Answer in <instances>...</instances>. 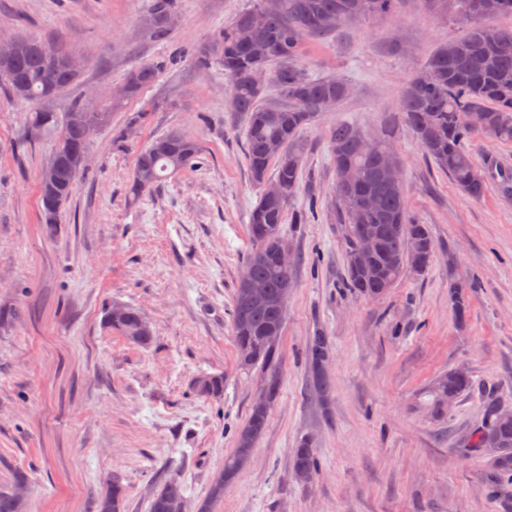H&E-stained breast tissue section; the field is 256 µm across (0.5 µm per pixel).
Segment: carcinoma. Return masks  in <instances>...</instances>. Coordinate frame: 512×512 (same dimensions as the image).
I'll list each match as a JSON object with an SVG mask.
<instances>
[{
  "label": "carcinoma",
  "mask_w": 512,
  "mask_h": 512,
  "mask_svg": "<svg viewBox=\"0 0 512 512\" xmlns=\"http://www.w3.org/2000/svg\"><path fill=\"white\" fill-rule=\"evenodd\" d=\"M479 0H428L444 11L450 22L467 25L466 34L440 46L413 76L403 90L399 116L413 130L421 146L440 169L466 195L481 199L488 190L486 176L466 148V143L483 138L512 143V29L495 28L496 38L484 31L487 21L477 15ZM177 0H150L144 21L146 36L152 41L167 39L172 33L168 19L176 12ZM400 0H259L256 10L263 22L252 23V12H243L219 34L214 48L216 62L228 76L230 89L228 111L243 118L246 125L245 157L254 183L261 186L273 179L284 186L278 198L259 196L249 213V230L253 249L244 266L249 276L263 280L267 293L263 297L246 294L237 286L232 310V332L238 350L251 355L248 368L265 373L270 398L276 400L281 387V349L270 341L283 328L286 307L278 301L279 292L294 284L292 267L277 262L276 243L281 237V224L299 188L303 167V151L299 143L301 130L320 112L334 109L351 92L348 80L340 76L312 77L300 65L303 41L326 34L356 20L392 16ZM20 48L6 63L9 78L3 85L19 101L43 103L45 107L30 113L27 134L57 131L48 157L55 167L52 183L39 182L42 223L52 227L71 199L84 171L79 165L85 148L84 129L65 124L59 114L47 109L72 87L83 68L70 61L75 55L60 43L28 36H17ZM164 64L147 62L134 69L127 78L126 97L153 84ZM260 68L270 73L271 85L280 100L267 98L266 88L256 87L250 74ZM70 112H85L88 118L104 126L112 113L95 112L76 100ZM482 117L478 127L472 115ZM281 144V154L269 153L272 142ZM367 135L358 127L338 123L330 132V155L336 170V198L347 220L346 286L368 298H378L406 273L424 272L434 257L433 239L424 224L409 215L403 185L387 180L380 152L392 146L391 134L384 131L374 137L375 145L366 148ZM197 142L181 131H170L155 138L136 156L128 196L135 200L159 187L163 172L176 173L192 165L198 156ZM274 175H269L270 168ZM374 198L370 208L366 201ZM370 238L375 252L366 262L359 261L356 244ZM105 324L123 336L138 337L137 345L153 342L152 330L138 309L126 307L124 320L115 323L110 310H105ZM330 357L325 337L316 335L311 344L314 387L326 395L329 382L318 364ZM201 381L206 399L224 394V376L204 374ZM478 389L468 374L450 370L438 376L426 393L433 417L446 416L443 402L448 397L459 399ZM482 419L464 439L467 451L483 453L485 436L493 434L500 451L484 475L488 498L499 512H512V418L502 417L499 396L481 391ZM270 410L251 406L248 418L235 430L236 448L228 459L253 454L255 443L265 433ZM320 460L317 449L303 440L291 455V472L317 471ZM126 488L115 476L100 492L98 512H124ZM184 487L175 477L169 479L154 496L151 512H184ZM0 512H25V504L14 492L0 493Z\"/></svg>",
  "instance_id": "1"
}]
</instances>
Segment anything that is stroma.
I'll list each match as a JSON object with an SVG mask.
<instances>
[{
	"label": "stroma",
	"mask_w": 512,
	"mask_h": 512,
	"mask_svg": "<svg viewBox=\"0 0 512 512\" xmlns=\"http://www.w3.org/2000/svg\"><path fill=\"white\" fill-rule=\"evenodd\" d=\"M150 0H0V32L61 42L84 56L78 83L58 98L108 108L137 66L163 62L156 81L113 113L55 228L41 222L38 172L51 134L22 140L31 102L0 87V491L28 473L29 512H96L102 486L119 476L126 512H150L178 477L197 503L235 447L234 430L256 396L231 327L236 285L253 248L249 213L260 188L244 157L245 126L226 112L229 79L197 56L257 0H178L170 40L150 41ZM424 0L394 17L360 20L307 38L309 75L338 74L351 94L300 133L304 164L282 224L294 287L281 339L282 383L253 462L224 488L215 512H495L485 461L458 437L482 414L481 390L512 407V143L476 141L487 177L478 200L427 157L398 117L401 91L439 45L464 35ZM147 120L126 136L128 120ZM368 135L391 129L410 214L426 224L435 257L376 299L344 288L346 226L335 197L328 137L336 123ZM177 129L195 138L198 167L138 201L126 187L138 152ZM475 284L465 319L451 285ZM140 309L154 341H128L104 323L108 304ZM326 336L330 395L320 400L307 364ZM466 369L478 386L435 420L425 391L439 373ZM224 377L220 399L194 390ZM313 439L320 476L291 477L290 456Z\"/></svg>",
	"instance_id": "obj_1"
}]
</instances>
